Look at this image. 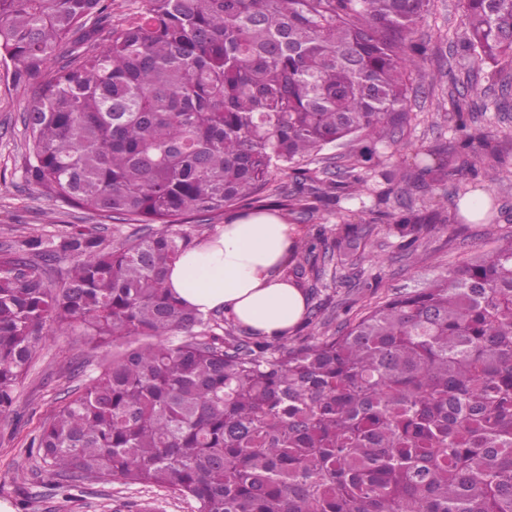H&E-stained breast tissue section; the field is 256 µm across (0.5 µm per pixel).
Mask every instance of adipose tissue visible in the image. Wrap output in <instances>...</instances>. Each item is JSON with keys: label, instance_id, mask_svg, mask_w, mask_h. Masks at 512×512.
Returning a JSON list of instances; mask_svg holds the SVG:
<instances>
[{"label": "adipose tissue", "instance_id": "ef3b65f1", "mask_svg": "<svg viewBox=\"0 0 512 512\" xmlns=\"http://www.w3.org/2000/svg\"><path fill=\"white\" fill-rule=\"evenodd\" d=\"M296 238L278 214L239 217L183 253L167 286L189 306L225 312L258 335L287 334L306 312L303 289L282 272Z\"/></svg>", "mask_w": 512, "mask_h": 512}]
</instances>
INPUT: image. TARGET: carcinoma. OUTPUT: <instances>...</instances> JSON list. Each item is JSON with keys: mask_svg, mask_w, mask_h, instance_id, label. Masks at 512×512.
<instances>
[{"mask_svg": "<svg viewBox=\"0 0 512 512\" xmlns=\"http://www.w3.org/2000/svg\"><path fill=\"white\" fill-rule=\"evenodd\" d=\"M459 46L512 62V0H460ZM434 0H0V56L31 101L24 179L54 202L162 224L111 250L76 225L0 253V416L35 345L78 325L112 361L43 424L54 475L161 486L197 512H512V239L396 294L313 342L224 335L166 286L189 247L169 232L263 200L292 172L288 206L315 211L366 185L377 143L409 121L414 41ZM453 156L491 139L455 102ZM359 147L338 175L305 167ZM444 164L400 179L439 184ZM412 254L436 211L387 214ZM359 230L333 248L356 256ZM75 264L57 288L42 267ZM326 240L289 255L318 282ZM180 333L182 338L171 340Z\"/></svg>", "mask_w": 512, "mask_h": 512, "instance_id": "carcinoma-1", "label": "carcinoma"}]
</instances>
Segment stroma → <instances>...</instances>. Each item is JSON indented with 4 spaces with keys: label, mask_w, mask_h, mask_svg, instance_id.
Here are the masks:
<instances>
[{
    "label": "stroma",
    "mask_w": 512,
    "mask_h": 512,
    "mask_svg": "<svg viewBox=\"0 0 512 512\" xmlns=\"http://www.w3.org/2000/svg\"><path fill=\"white\" fill-rule=\"evenodd\" d=\"M464 32L458 0H437L434 13L417 33L427 45V55L420 71L411 77L412 120L379 144L376 165L366 173V189L300 217L290 213L285 199L293 187L291 178L284 174L274 178L265 206L285 215L300 238L320 231L331 240L348 224L371 233L355 264L343 265L337 257H326V279L307 293L308 307L318 312L319 323L299 326L293 340L334 331L346 313L355 314L393 294L426 287L448 265L490 251L512 235V181L497 179L499 170L512 169V103L500 104L503 84H512V68L459 55L456 41ZM13 70L10 60H0V249L33 237L58 240L76 224L88 227L108 249L132 235L151 232L148 224H115L77 209L57 207L25 181L22 114L30 92L27 84L13 80ZM459 86L466 87L471 99L481 104L475 124L493 136L497 154L484 158L478 172L459 165L441 184L404 186L397 173L412 167L426 151L450 148L455 135L452 96ZM474 196L490 207L488 222L457 219L455 203ZM402 204L416 212L435 210L448 218L423 240L415 261L386 230V213ZM491 223L499 227L497 236L486 233ZM111 357V345L91 341L77 327L57 330L37 344L17 386L12 412L0 417V502L8 503L12 512H196L192 499L168 489L113 479L77 485L69 496H62L46 465L30 451L29 443L50 410L68 394L83 389Z\"/></svg>",
    "instance_id": "1"
}]
</instances>
